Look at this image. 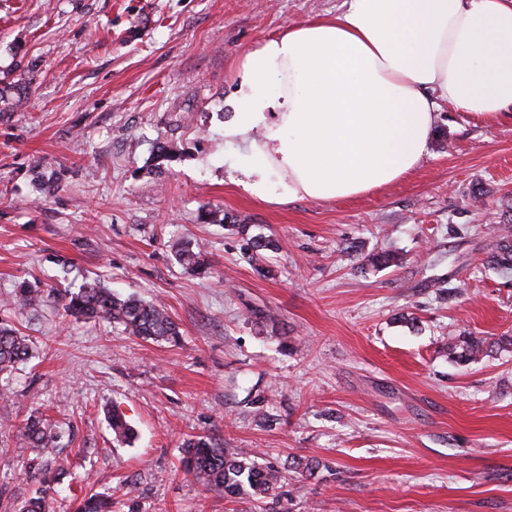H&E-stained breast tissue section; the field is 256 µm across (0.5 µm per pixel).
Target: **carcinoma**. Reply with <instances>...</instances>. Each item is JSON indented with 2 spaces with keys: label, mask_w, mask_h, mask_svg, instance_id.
I'll use <instances>...</instances> for the list:
<instances>
[{
  "label": "carcinoma",
  "mask_w": 512,
  "mask_h": 512,
  "mask_svg": "<svg viewBox=\"0 0 512 512\" xmlns=\"http://www.w3.org/2000/svg\"><path fill=\"white\" fill-rule=\"evenodd\" d=\"M177 256L185 269L195 274H202L211 266V259L202 251L182 248ZM492 262L505 271H512V235L500 238ZM15 298L22 306L33 307L41 302L42 294L22 283L15 290ZM57 302L69 316L113 323L128 335L146 341L176 343L180 339L178 326L161 305L131 297L119 298L98 280L85 282L76 292L66 290L57 294ZM486 343L487 340L464 331L448 346V356L462 363L475 361L483 355ZM29 358V338L12 326L0 325V373L12 371ZM107 419L118 440L128 442L134 437V429L122 413L109 411ZM20 432L32 450L25 478L36 483L37 489L18 503V512H50L57 487L65 477L63 465L55 467L47 460L58 434L54 424L39 413L25 418ZM182 470L205 490L229 497L246 492L258 499L267 498L282 480L281 471L275 465L260 463L248 452L226 448L204 436L187 439ZM75 512H113L112 497L88 493L79 501Z\"/></svg>",
  "instance_id": "obj_1"
}]
</instances>
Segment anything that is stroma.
<instances>
[{
    "mask_svg": "<svg viewBox=\"0 0 512 512\" xmlns=\"http://www.w3.org/2000/svg\"><path fill=\"white\" fill-rule=\"evenodd\" d=\"M343 4L0 0V323L32 341L0 374V512L34 488L19 423L36 411L69 470L54 512L90 490L134 512H512V272L489 263L512 218V118L440 101L415 172L351 199L266 204L224 163L241 53ZM239 224L276 250L248 251ZM186 244L207 275L178 262ZM382 252L397 264L371 265ZM93 278L161 302L180 344L64 320L51 291ZM22 282L44 302L19 307ZM464 330L487 345L459 364ZM193 436L285 478L261 500L205 490L181 471Z\"/></svg>",
    "mask_w": 512,
    "mask_h": 512,
    "instance_id": "stroma-1",
    "label": "stroma"
}]
</instances>
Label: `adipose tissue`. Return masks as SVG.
I'll list each match as a JSON object with an SVG mask.
<instances>
[{
    "mask_svg": "<svg viewBox=\"0 0 512 512\" xmlns=\"http://www.w3.org/2000/svg\"><path fill=\"white\" fill-rule=\"evenodd\" d=\"M224 122L239 187L269 204L380 191L421 164L438 101L512 108V0H345L241 56Z\"/></svg>",
    "mask_w": 512,
    "mask_h": 512,
    "instance_id": "obj_1",
    "label": "adipose tissue"
}]
</instances>
